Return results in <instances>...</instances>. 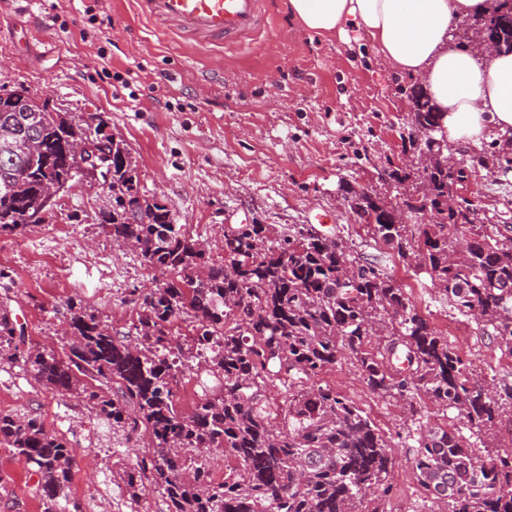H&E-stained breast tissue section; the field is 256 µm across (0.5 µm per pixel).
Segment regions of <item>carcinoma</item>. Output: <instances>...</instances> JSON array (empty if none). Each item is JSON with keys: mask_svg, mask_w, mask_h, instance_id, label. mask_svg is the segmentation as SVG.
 I'll list each match as a JSON object with an SVG mask.
<instances>
[{"mask_svg": "<svg viewBox=\"0 0 512 512\" xmlns=\"http://www.w3.org/2000/svg\"><path fill=\"white\" fill-rule=\"evenodd\" d=\"M409 144L430 131L428 149L445 156L437 137L443 114L427 91L413 92ZM101 112L88 119L0 104V129L11 128L26 149L0 147V236L22 233L41 209L42 184L77 182L65 154L74 139H91L112 195L101 221L112 241L136 247L146 265L165 275L138 296L136 342L112 332L82 302L68 301V328L77 337L63 356L21 347L22 330L0 301V361L21 362L47 389L86 401L130 431L147 433L144 449L124 474L131 498L154 488L168 512H382L395 465L392 441L352 402L329 386L304 385L348 353L371 391L413 400L424 393L455 410L477 434L494 433L500 397L470 378L469 365L411 303L382 257L354 254L341 237L312 225L273 234L270 224L224 225V263L208 264L169 207L142 192L123 140L113 141ZM399 189L392 204L344 187L353 213L375 243L427 273L459 316L486 314L484 330L512 356V225L483 224L473 201L448 194L466 178L438 162L427 189L407 168L387 170ZM430 204L434 221L397 224L396 213ZM193 319L195 356L215 378L199 381L191 415L174 405L178 361L169 358V325ZM119 384L112 397L101 386ZM281 386L283 421L274 423L265 391ZM137 417H127V408ZM38 476L43 512L70 502L74 451L36 417L0 415V443ZM225 453L234 466L215 478L204 455ZM414 475L438 512H512V452L483 457L459 434L440 427L419 433Z\"/></svg>", "mask_w": 512, "mask_h": 512, "instance_id": "carcinoma-1", "label": "carcinoma"}]
</instances>
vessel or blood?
Returning <instances> with one entry per match:
<instances>
[{
  "label": "vessel or blood",
  "mask_w": 512,
  "mask_h": 512,
  "mask_svg": "<svg viewBox=\"0 0 512 512\" xmlns=\"http://www.w3.org/2000/svg\"><path fill=\"white\" fill-rule=\"evenodd\" d=\"M133 9L196 48L244 46L265 24L260 0H133Z\"/></svg>",
  "instance_id": "vessel-or-blood-1"
}]
</instances>
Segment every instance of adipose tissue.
Listing matches in <instances>:
<instances>
[{
	"mask_svg": "<svg viewBox=\"0 0 512 512\" xmlns=\"http://www.w3.org/2000/svg\"><path fill=\"white\" fill-rule=\"evenodd\" d=\"M494 0H288L303 30H363L391 69L419 81L443 113L449 143L512 139V53L453 48L448 33Z\"/></svg>",
	"mask_w": 512,
	"mask_h": 512,
	"instance_id": "adipose-tissue-1",
	"label": "adipose tissue"
}]
</instances>
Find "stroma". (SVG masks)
Returning <instances> with one entry per match:
<instances>
[{"mask_svg": "<svg viewBox=\"0 0 512 512\" xmlns=\"http://www.w3.org/2000/svg\"><path fill=\"white\" fill-rule=\"evenodd\" d=\"M266 25L253 48L189 49L137 18L131 0H0V87L27 88L73 112H102L127 144L140 185L171 208L185 234L221 264L228 224H270L286 233L311 224L352 242L371 258L378 250L356 220L343 185L394 200L384 172L406 162L400 139L408 122L410 78L384 66L356 28L320 36L299 29L288 0H265ZM463 196L480 221L512 224V173L476 168ZM108 198L78 182L61 193L41 223L0 236V301L9 300L27 345L62 354L66 300L78 297L115 331L131 332L139 291L157 271L113 244L101 223ZM386 265L437 329L455 312L429 276L398 257ZM448 344L472 363L479 382L512 389V357L475 322ZM391 436L396 458L384 512H431L412 470L417 434L438 425L468 435L456 411L428 398L415 406L367 387L352 357L322 373ZM37 416L76 453L72 498L77 512H168L165 497L133 502L124 471L142 447L141 432L112 425L82 400L45 389L20 364L0 362V414ZM112 500L93 507L87 489ZM0 512H43L24 459L0 444Z\"/></svg>", "mask_w": 512, "mask_h": 512, "instance_id": "obj_1", "label": "stroma"}]
</instances>
